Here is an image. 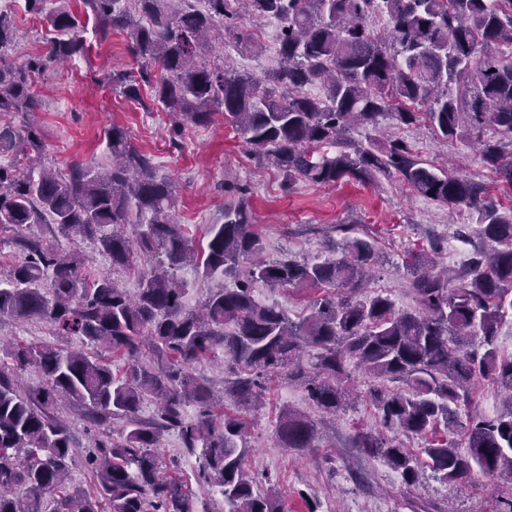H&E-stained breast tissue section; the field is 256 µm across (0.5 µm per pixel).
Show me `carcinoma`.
<instances>
[{
	"label": "carcinoma",
	"mask_w": 512,
	"mask_h": 512,
	"mask_svg": "<svg viewBox=\"0 0 512 512\" xmlns=\"http://www.w3.org/2000/svg\"><path fill=\"white\" fill-rule=\"evenodd\" d=\"M132 2L134 13L124 0H82L81 17L64 5L47 13V0H25V7L53 32L50 60L86 54L84 18L103 38L125 34L138 67L113 69L106 80L131 101L149 93L171 118V144L186 126H207L220 114L288 186L397 176L433 202L472 211L486 248L455 277L438 267L437 246L413 256L408 290L417 308L398 310L387 295L359 298L375 260L367 239H346L340 256L323 262L264 258L246 185L229 184L237 201L224 207V223L207 228L206 243H195L175 219L173 181L120 126L107 132L111 166L76 162L64 174L40 163L32 124L0 128V156H12L0 163V230L7 233L0 244L24 255L0 286V321H43L55 335L79 337L125 362L118 374L102 357L55 345L3 350L0 512H45L49 500L52 512H194L182 477L161 475L159 440L170 430L188 453L201 449L197 480L221 495L224 512H285L275 488H261L246 467L247 422L216 416L211 407L220 399L190 372L203 359L229 363L224 399L241 413L262 403L261 379L278 374L303 384L332 415L349 397L346 364L353 362L375 381L405 385L396 392L370 387L384 428L433 436L417 455L396 437L356 433L357 447L384 459L404 484H418L425 465L446 482L465 481L475 470L512 481V354L495 346L512 313V210L500 211L484 185L422 160L402 139L348 137L386 114L403 125L423 121L438 137L474 144L481 163L512 188V161L505 159L512 153V55L491 52L512 48V0ZM245 13L280 24V63L261 77L202 61L213 36L256 44L239 27ZM378 14L388 19L383 36L369 26ZM16 35L13 18L0 11V112L27 117L42 107L32 87L45 60L10 61ZM317 82L322 98L306 93ZM327 146L338 151L315 155ZM34 224H50L73 242L94 241L112 266L134 272L135 295L108 275H90L78 253L24 235ZM142 254L152 260L140 266ZM185 267L199 280L230 276L235 286L190 309L187 283L178 277ZM258 283L324 295L294 321L286 308L256 298ZM29 365L40 370L41 384L18 383L17 371ZM483 381L508 399L494 416L470 412ZM147 398L157 406L150 423L139 418ZM62 402L96 424L121 423L120 441L90 444L89 490L68 486L75 444L54 412ZM190 402L200 414L188 422L183 407ZM275 438L303 450L313 447L316 429L284 409Z\"/></svg>",
	"instance_id": "carcinoma-1"
}]
</instances>
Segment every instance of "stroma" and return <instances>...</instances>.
Here are the masks:
<instances>
[{
	"instance_id": "stroma-1",
	"label": "stroma",
	"mask_w": 512,
	"mask_h": 512,
	"mask_svg": "<svg viewBox=\"0 0 512 512\" xmlns=\"http://www.w3.org/2000/svg\"><path fill=\"white\" fill-rule=\"evenodd\" d=\"M14 21L17 36L11 55L15 61L47 52L43 18L18 6ZM241 24L258 34L260 50H246L228 38L213 43L207 58L263 75L279 61V25L249 16ZM83 37L86 55L52 65L34 78L43 101L36 114L42 157L57 170L67 171L74 162L109 166L106 134L112 126H122L140 150L155 155L160 172L174 180L176 218L195 241L203 240L208 225L223 221L224 206L233 199L224 190L225 180L243 182L252 188L250 203L265 256L323 261L335 258L346 236L371 237L380 265L364 294L387 293L400 309L414 305L407 292L408 254L441 242L439 262L458 272L481 246L478 234L466 239L453 235V225L468 223L466 211L431 202L395 177L380 176L370 184L343 180L333 186L300 182L284 188L279 172L258 166L241 135L220 115L208 127L188 128L182 147L173 148L167 137V117L150 98L128 101L104 81L109 69L135 66L126 52L124 36L100 37L90 24ZM377 129L384 136L412 144L422 160L484 183L502 209L512 208V189L499 183L496 174L477 158L473 146L445 141L425 123L401 125L388 117L380 119L375 129L354 128L350 136L362 141ZM348 372L359 399L338 411L334 420H326L305 390L284 377L268 382L264 405L248 414L246 465L256 477L268 475L276 480L287 512H306L308 499L318 503L319 512H410L414 501L434 504L439 512H512V486L494 483L482 474L447 483L427 470L410 488L383 459L366 456L355 444V431L378 427L379 417L367 396L362 370L352 366ZM285 408L316 425V447L296 452L277 446L275 427ZM160 446L165 459L177 460L184 479L193 482L195 512H222L221 496L195 484L196 458L184 450L177 434L164 433Z\"/></svg>"
}]
</instances>
